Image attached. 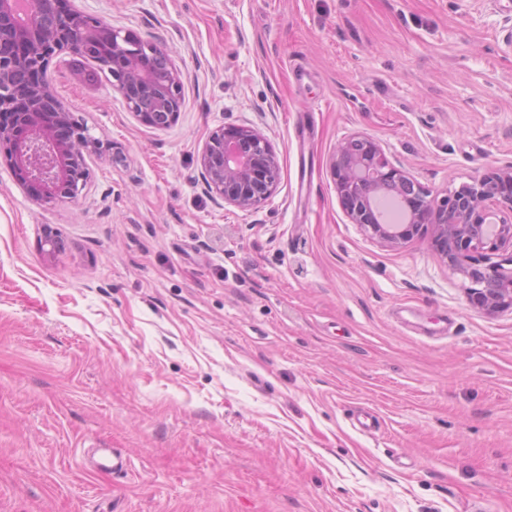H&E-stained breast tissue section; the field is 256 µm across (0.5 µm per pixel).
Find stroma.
I'll return each mask as SVG.
<instances>
[{"mask_svg": "<svg viewBox=\"0 0 512 512\" xmlns=\"http://www.w3.org/2000/svg\"><path fill=\"white\" fill-rule=\"evenodd\" d=\"M74 3L163 45L183 101L148 126L60 52L111 153L42 205L0 166V512H512V313L430 235L366 237L330 168L352 134L436 199L512 165V0ZM229 124L279 160L247 212L200 178Z\"/></svg>", "mask_w": 512, "mask_h": 512, "instance_id": "35a3bbf8", "label": "stroma"}]
</instances>
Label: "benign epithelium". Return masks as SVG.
<instances>
[{"label": "benign epithelium", "instance_id": "7a95c632", "mask_svg": "<svg viewBox=\"0 0 512 512\" xmlns=\"http://www.w3.org/2000/svg\"><path fill=\"white\" fill-rule=\"evenodd\" d=\"M62 50L106 70L128 109L154 128L170 126L182 104L183 74L166 49L140 43L96 19L71 0H0V149L19 183L49 204L74 198L87 184V157L107 151L55 93L49 64ZM208 194L242 211L266 201L276 188L277 155L262 134L226 126L211 135L199 158ZM338 200L351 223L385 247L421 233L431 235L440 258L468 285V302L494 316L512 312V166L491 167L439 200L393 166L372 139L351 136L331 160ZM389 191L403 199L404 224H381L374 198ZM507 252L482 266L480 251Z\"/></svg>", "mask_w": 512, "mask_h": 512}]
</instances>
